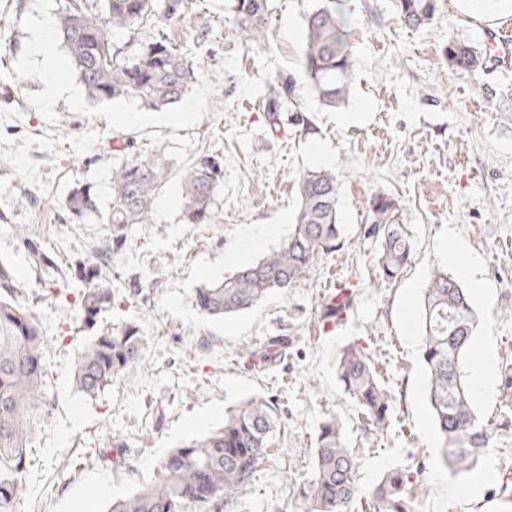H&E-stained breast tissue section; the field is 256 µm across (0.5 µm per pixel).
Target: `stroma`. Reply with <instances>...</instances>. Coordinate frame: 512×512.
<instances>
[{
	"mask_svg": "<svg viewBox=\"0 0 512 512\" xmlns=\"http://www.w3.org/2000/svg\"><path fill=\"white\" fill-rule=\"evenodd\" d=\"M346 3L354 67L342 108L322 109L300 79L313 0H271L267 36L249 46L232 31L227 0H188L177 22L155 20L112 37L125 53L163 37L191 61L192 90L154 112L132 99H88L76 110L61 98L44 108L48 84L80 83L71 65L50 72L29 54L36 20L58 18L63 0H0V265L11 268L14 299L34 313L45 339L46 402L34 415L12 512H105L112 499L157 481L170 448L204 435L227 408L252 397L274 401L282 425L233 512H299L316 430L330 415L342 420L356 450L362 487L421 459L416 512H512L490 485L473 499L455 492L512 465V429L470 475L436 465L422 336L404 331L418 326L430 271L448 263L442 240L454 237L485 291L474 303L482 329L471 362L490 357L495 382L477 405L489 420L512 415V100L484 95L488 86L512 90V65L494 61L479 74L454 75L442 56L452 39L484 47L512 22V0H439L435 20L419 29L400 22L391 0ZM280 75L296 77L310 125L283 111L274 135L265 102ZM202 152L224 161L211 223L181 222L179 182L170 180L147 223L112 251L114 304L95 327L85 326L78 265L112 244V227L98 213L112 206L113 168L158 156L176 172ZM318 167L339 179L341 248L251 310L219 321L201 314L195 292L223 280L225 256L247 264L288 236L296 181ZM78 187L90 188L99 211L76 223L66 201ZM380 191L399 201L413 234L411 259L390 282L361 235L366 202ZM258 225L275 231L253 248ZM333 282L353 288L354 300L328 331L319 318ZM130 323L144 338L141 363L96 397L78 393L73 372L92 337ZM281 336L288 353L269 369L240 355ZM353 341L368 347L396 398V435L365 431L336 378V358Z\"/></svg>",
	"mask_w": 512,
	"mask_h": 512,
	"instance_id": "obj_1",
	"label": "stroma"
}]
</instances>
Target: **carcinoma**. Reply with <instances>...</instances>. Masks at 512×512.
<instances>
[{"instance_id": "1", "label": "carcinoma", "mask_w": 512, "mask_h": 512, "mask_svg": "<svg viewBox=\"0 0 512 512\" xmlns=\"http://www.w3.org/2000/svg\"><path fill=\"white\" fill-rule=\"evenodd\" d=\"M408 28L427 26L435 19L437 0H393ZM186 0H65L58 31L71 66L97 101L132 98L141 107L161 111L180 102L191 90L195 74L186 57L168 41L156 39L136 52L123 55L114 48L112 34L147 23L158 14L172 22L184 14ZM235 35L245 44L266 36L270 0H229ZM350 21L341 0H318L305 17L302 49L303 79L319 104L338 109L352 89L353 54ZM448 71L471 75L486 68V52L468 42L450 40L443 49ZM267 98L269 122L278 125L283 107L293 110V78H279ZM172 176L162 159H132L112 169V208L102 216L112 225V249L120 250L133 224L147 223L153 203ZM223 160L200 154L178 174L180 213L185 224H208L212 201L222 186ZM299 206L292 230L273 251L241 267L223 281L196 290V307L209 317L224 318L252 309L273 293L285 292L327 253L341 247L339 182L326 169L309 170L298 180ZM74 220L97 210L91 190L77 188L67 200ZM399 205L387 193L368 201L369 219L363 238L374 244L376 261L385 281L397 277L412 251L410 225L401 223ZM106 259L95 257L79 264L88 284L80 304L83 320L93 324L112 308L115 294L105 275ZM0 512H10L18 479L26 469L30 414L44 399V337L34 316L11 301L16 288L12 271L0 265ZM339 306L322 316L348 311L353 291H339ZM422 362L427 405L439 434L443 465L456 473L475 468L492 448L500 426L484 420L469 382V355L478 321L468 288L443 267L432 269L424 288L421 310ZM274 350L257 354L242 349L262 368L286 354L288 338L272 341ZM143 337L135 327L110 330L94 337L74 373L79 392L93 397L135 368L142 359ZM336 377L354 401L365 430L391 428L393 398L385 388L374 358L353 342L336 358ZM281 416L274 403L251 398L225 411L224 423L208 434L178 445L160 461V478L132 494L112 501L108 512H185L189 504L230 509L252 483L269 448ZM358 461L348 447L345 426L332 416L315 435L311 479L300 489L302 512H352L360 497ZM417 464L385 474L368 493L373 512H413L410 486L422 476Z\"/></svg>"}]
</instances>
